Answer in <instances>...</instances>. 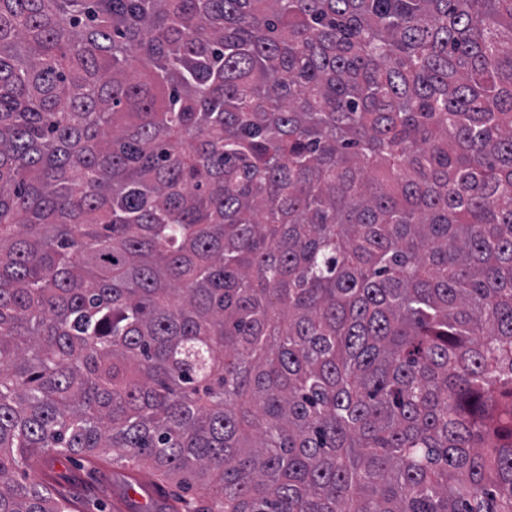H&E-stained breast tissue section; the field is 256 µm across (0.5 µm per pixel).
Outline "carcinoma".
<instances>
[{"label":"carcinoma","instance_id":"obj_1","mask_svg":"<svg viewBox=\"0 0 512 512\" xmlns=\"http://www.w3.org/2000/svg\"><path fill=\"white\" fill-rule=\"evenodd\" d=\"M74 453L512 512V0H0V512Z\"/></svg>","mask_w":512,"mask_h":512}]
</instances>
